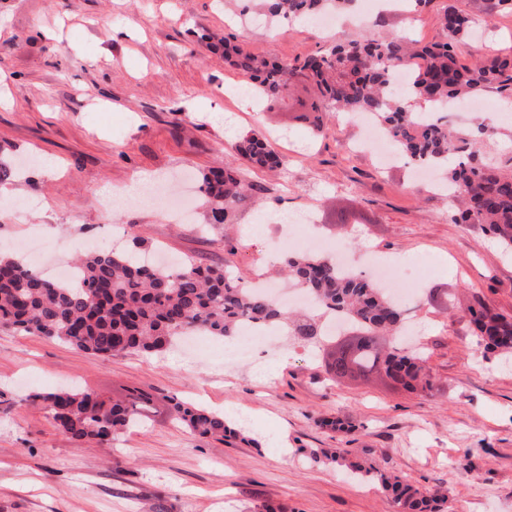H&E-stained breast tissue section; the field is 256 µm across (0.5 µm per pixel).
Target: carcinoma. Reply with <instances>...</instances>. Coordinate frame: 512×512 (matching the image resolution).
<instances>
[{
	"instance_id": "obj_1",
	"label": "carcinoma",
	"mask_w": 512,
	"mask_h": 512,
	"mask_svg": "<svg viewBox=\"0 0 512 512\" xmlns=\"http://www.w3.org/2000/svg\"><path fill=\"white\" fill-rule=\"evenodd\" d=\"M355 0H242L240 15L250 11L271 23L308 18L329 8L347 10ZM448 0L438 13L444 40L410 45L392 36L377 39L364 34L337 43L302 60L272 61L238 45L224 42V61L247 78L248 89L272 106L283 101L288 85L302 78L315 83L319 96L311 103L316 113L309 128L321 130L320 114H370L385 128L397 152L421 166L445 169L458 206L451 219L478 224L512 252V157L492 160L481 156L484 141L496 129L479 122L467 130H453L443 112L457 101L491 89L512 93V47L496 48L469 62L460 60L457 46L471 34L481 13L493 17L512 14V0ZM410 70V93L430 101L438 112L429 121L408 110L406 98L394 92L393 76ZM235 151L254 167L285 166L283 156L262 135L251 132ZM227 167L213 168L202 177L201 192L209 224L222 226L252 197ZM132 249L79 252L72 260L79 271L74 284L41 274L11 253H0V330L36 334L57 340L95 357L122 353L161 355L182 336L203 330L231 340L245 322L258 327L280 325L287 334L306 342L325 335L312 312L290 313L266 295L241 285L235 271L224 265H202L191 257L168 267L147 268ZM283 270L318 306L344 315L359 326V346L337 350L328 359L335 380L393 375L411 392L433 389L435 375L419 349L381 346L380 337L404 321L403 307L370 279L344 273L336 262L320 255L291 253ZM473 332L495 355L512 352V321L490 308L465 309ZM48 408L56 428L69 439L109 445L138 423L136 404H150L147 393L133 401L107 402L89 392L55 390L32 395ZM171 417L192 433L221 442L240 435L224 415L171 400ZM364 482L381 481L398 512H442L444 500L427 495L401 476H385L373 467L349 464Z\"/></svg>"
}]
</instances>
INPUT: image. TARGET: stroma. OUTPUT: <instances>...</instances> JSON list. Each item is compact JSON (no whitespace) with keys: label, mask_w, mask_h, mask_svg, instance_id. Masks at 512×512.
Returning <instances> with one entry per match:
<instances>
[{"label":"stroma","mask_w":512,"mask_h":512,"mask_svg":"<svg viewBox=\"0 0 512 512\" xmlns=\"http://www.w3.org/2000/svg\"><path fill=\"white\" fill-rule=\"evenodd\" d=\"M445 0L406 12L377 10L382 34L420 42L443 37ZM232 0H0V159L25 162L0 196V250L33 259L76 240L103 245L113 229L144 249L226 262L243 282L267 271L293 235L313 234L358 254L411 255L423 282L409 305L436 375L433 391L411 394L390 380L334 382L322 353L277 339L264 352L273 382H258L245 361L228 360L209 339L203 353L96 359L65 343L0 331V512H398L376 482L334 465H312L307 448H343L352 458L420 488L445 494L444 512H512V361L485 353L461 306L482 302L512 315V255L479 227L449 219L451 200L412 181L408 167L381 168L374 148L351 153L355 125L324 114L320 135L303 116L316 94L292 82L281 104L250 109L244 78L206 37L231 38L251 52L291 60L364 34L353 15L322 30L280 20L272 30L238 19ZM505 96L483 94L498 130L484 147L512 156ZM256 131L274 140L286 172L237 161L234 143ZM230 163L257 201L224 232L205 230L198 206L174 224L163 199L113 197L190 172L194 179ZM314 211L312 225L272 240L281 213ZM112 400L140 391L152 400L144 423L110 445L75 442L58 431L32 394L56 388ZM212 411L231 407L281 435V447L191 434L172 421L170 399ZM344 428L331 431L328 420ZM470 467H462L463 456Z\"/></svg>","instance_id":"stroma-1"}]
</instances>
